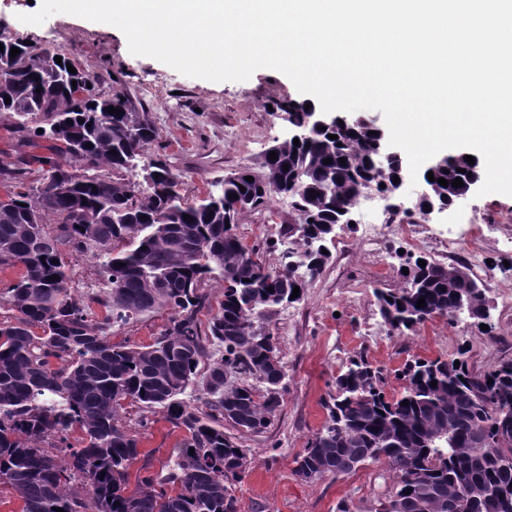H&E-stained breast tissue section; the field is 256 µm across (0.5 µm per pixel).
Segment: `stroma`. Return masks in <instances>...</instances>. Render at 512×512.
I'll return each mask as SVG.
<instances>
[{
  "instance_id": "stroma-1",
  "label": "stroma",
  "mask_w": 512,
  "mask_h": 512,
  "mask_svg": "<svg viewBox=\"0 0 512 512\" xmlns=\"http://www.w3.org/2000/svg\"><path fill=\"white\" fill-rule=\"evenodd\" d=\"M37 9L33 0H0V27L15 39L75 62L101 96L123 93L136 110L146 112L158 136L144 157L169 163L187 202L207 195L226 174L257 166L270 146L287 137L288 124L276 103L305 99L287 76L270 69L256 70L245 81L185 76L154 58L132 55L123 32L104 23L65 13L53 14L38 26L19 21V14ZM295 219L292 198L275 194L265 207L242 213L235 232L243 246L254 250L256 260L275 271L285 263L278 245L282 230ZM407 221L424 225L432 245L422 253L443 266L464 263L467 248L481 249L490 262L485 288L494 304L492 334L438 316L412 333L389 332L374 294L403 284L401 238H384L385 259L380 262L359 249L355 228L337 231L331 257L309 283L303 300L274 309L269 317L288 374V392L264 432L235 435L249 450V475L235 487L238 512H336L342 500L351 504L352 512H375L392 484L385 462L311 483L293 474L296 456L326 421L322 401L329 385L354 352L366 351L374 364L390 371L416 357L452 358L462 346L476 373L491 372L512 360V196L472 195L432 218L411 211ZM62 257L76 301L104 292L96 249L80 253L66 245ZM171 316L166 309L114 324L110 340L130 346L152 344ZM142 413L138 405L125 404L121 423L137 437L152 470L167 474L184 432L160 411L151 413L149 427H140Z\"/></svg>"
}]
</instances>
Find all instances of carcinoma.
I'll return each mask as SVG.
<instances>
[{"label": "carcinoma", "mask_w": 512, "mask_h": 512, "mask_svg": "<svg viewBox=\"0 0 512 512\" xmlns=\"http://www.w3.org/2000/svg\"><path fill=\"white\" fill-rule=\"evenodd\" d=\"M0 43V115L11 119L21 143L29 141V123L43 117L55 141L53 156L0 159L5 181L26 176L33 163L42 172L39 187L0 208V266H23L7 288L16 315L0 320V486L17 494L23 512H237L234 486L249 469L234 471L241 445L224 433L223 421L262 432L288 391L268 315L300 302L322 272L328 255L309 250L310 241H332L363 191L382 192L403 175L401 161H381L377 135L348 118L298 146L285 140L271 147L276 160L264 153L257 168L224 176L219 192L189 204L160 158L149 161L156 172L150 184L97 174L136 169L157 136L147 113L121 93L100 96L90 77L69 72L70 60L59 65L48 49L13 38ZM13 47L20 53L12 58ZM110 106L122 114L109 113ZM433 176L434 199L448 205L458 192L451 181L480 180L462 154ZM273 194L292 197L298 216L284 231L287 262L279 271L254 260L234 231L240 213ZM50 220L59 224L53 235L45 230ZM123 242L132 249H118ZM65 244L100 249L107 294L98 303L108 311L101 321L67 288ZM408 270L401 288L376 294L388 330L411 332L463 302L472 325L492 333L484 289L472 275L424 255ZM207 278L222 282L224 299L204 332L199 286ZM163 308L175 315L153 344L111 343L112 324ZM212 345L224 353L202 374ZM396 378L402 391L389 398L384 369L363 351L352 355L332 380L323 400L327 419L295 458V475L308 483L383 460L393 485L376 512H512V361L476 374L461 347L449 360H408ZM125 400L162 410L185 431L170 474L159 478L144 463L130 493L129 468L140 450L120 424ZM74 426L84 432L76 446L68 442Z\"/></svg>", "instance_id": "obj_1"}]
</instances>
